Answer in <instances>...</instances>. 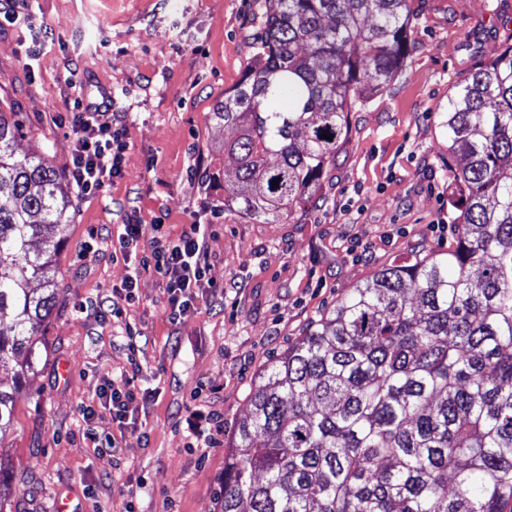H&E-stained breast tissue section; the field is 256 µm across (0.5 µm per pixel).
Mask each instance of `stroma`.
<instances>
[{
  "mask_svg": "<svg viewBox=\"0 0 512 512\" xmlns=\"http://www.w3.org/2000/svg\"><path fill=\"white\" fill-rule=\"evenodd\" d=\"M54 44L29 61L25 31L0 25V111L24 135L19 155L68 174L75 103L98 122L126 118L122 174L95 194L73 189L56 254L59 306L39 338L37 370L0 436V512H221L224 458L249 413L258 374L336 302L382 267L454 249L459 161L441 114L480 62L512 45V0H414L403 65L349 117L314 196L293 218L260 224L224 208V145L237 132L213 110L244 77L265 32L264 0H30ZM147 228L131 257L111 237L132 216ZM209 227L213 291L169 319L163 279L142 271L154 223ZM447 225V233L436 224ZM136 277L113 314L114 288ZM137 345L132 371L127 344ZM135 374L136 428L97 423L111 453L83 434L80 410L104 381ZM210 413L213 441L189 434Z\"/></svg>",
  "mask_w": 512,
  "mask_h": 512,
  "instance_id": "35a3bbf8",
  "label": "stroma"
}]
</instances>
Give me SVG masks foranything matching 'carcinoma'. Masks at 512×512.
Here are the masks:
<instances>
[{
	"instance_id": "cac0c4a2",
	"label": "carcinoma",
	"mask_w": 512,
	"mask_h": 512,
	"mask_svg": "<svg viewBox=\"0 0 512 512\" xmlns=\"http://www.w3.org/2000/svg\"><path fill=\"white\" fill-rule=\"evenodd\" d=\"M254 63L213 112L238 130L224 207L283 221L317 189L350 112L408 52L410 0H268ZM463 166L456 247L379 270L259 375L228 444L222 512H512V46L442 113ZM327 134L331 139H324ZM0 112V435L59 299L67 181L19 156ZM42 285L38 294L31 282Z\"/></svg>"
}]
</instances>
